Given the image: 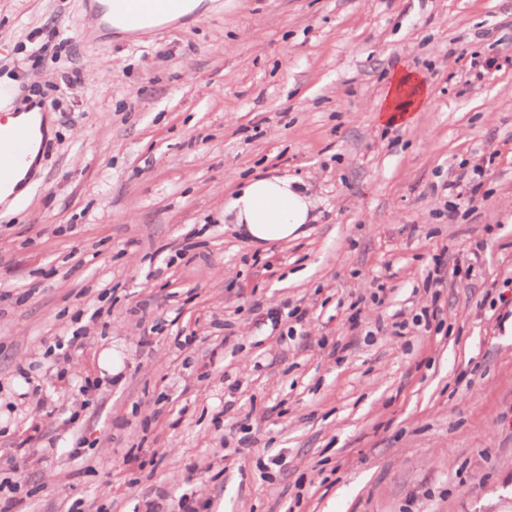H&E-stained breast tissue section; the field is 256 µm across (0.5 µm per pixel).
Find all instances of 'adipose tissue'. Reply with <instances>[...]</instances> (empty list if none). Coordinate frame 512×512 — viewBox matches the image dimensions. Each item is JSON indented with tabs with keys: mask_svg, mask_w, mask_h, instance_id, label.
<instances>
[{
	"mask_svg": "<svg viewBox=\"0 0 512 512\" xmlns=\"http://www.w3.org/2000/svg\"><path fill=\"white\" fill-rule=\"evenodd\" d=\"M426 89L414 73L395 72L379 104L384 123L410 120L422 106ZM314 200L302 181L286 176H257L242 185L224 208L229 223L241 228L256 247L288 242L304 235Z\"/></svg>",
	"mask_w": 512,
	"mask_h": 512,
	"instance_id": "ef3b65f1",
	"label": "adipose tissue"
}]
</instances>
